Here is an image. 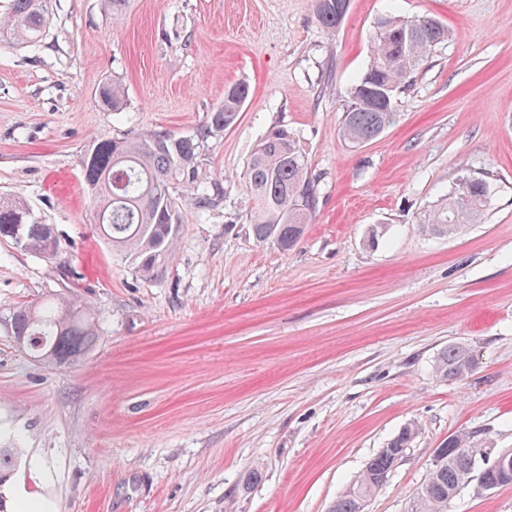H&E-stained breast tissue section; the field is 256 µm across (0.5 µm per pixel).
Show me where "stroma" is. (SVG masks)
<instances>
[{
  "instance_id": "obj_1",
  "label": "stroma",
  "mask_w": 512,
  "mask_h": 512,
  "mask_svg": "<svg viewBox=\"0 0 512 512\" xmlns=\"http://www.w3.org/2000/svg\"><path fill=\"white\" fill-rule=\"evenodd\" d=\"M448 29L376 139L340 132L346 91L387 13ZM38 45L0 42V199L54 225L51 260L0 240V316L53 295L96 314V346L34 361L0 328L4 492L55 512H327L407 423L419 434L367 512H407L449 436L512 448V0H350L322 27L312 0H50ZM115 81L125 104L102 107ZM245 83L237 123L210 138L161 276L140 277L95 228L82 160L100 138L194 134ZM292 129L319 204L288 251L255 240L247 160ZM487 176L482 223L424 224L466 176ZM377 234L368 244L369 234ZM469 348L460 381L433 372ZM448 512H512V485L461 489ZM98 102L112 111H119L123 103V91L115 82L103 83L97 90ZM475 367L473 356L463 346L453 345L441 351L433 364V371L444 380H460Z\"/></svg>"
}]
</instances>
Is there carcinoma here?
Masks as SVG:
<instances>
[{"mask_svg":"<svg viewBox=\"0 0 512 512\" xmlns=\"http://www.w3.org/2000/svg\"><path fill=\"white\" fill-rule=\"evenodd\" d=\"M317 21L335 28L343 20L336 14V0H313ZM49 25L47 0H11L8 15L0 18V39L37 44ZM448 39V29L431 16L380 18L371 36L370 59L365 70L347 88V105L341 122L342 136L361 145L380 136L394 115L397 94L435 48ZM249 94L248 86L236 84L224 91V101L208 113L193 136L167 132L136 139L101 138L88 149L83 179L96 208V227L112 249L124 252L138 272L154 278L162 272L173 252L180 224L173 187L195 189L198 159L206 141L233 127ZM98 102L114 111L123 103L119 84L106 82L97 90ZM252 207L249 224L255 239L281 251L293 247L309 223L318 202L316 180L300 151L294 133L272 127L259 141L246 167ZM492 184L485 178L464 176L445 203L429 214L426 231L451 236L471 224L481 223L492 197ZM223 196L220 184L193 194L192 201L205 211ZM0 239L46 259L54 258L60 241L51 224L35 220L20 198L0 203ZM24 339V348L38 362L70 365L91 350L99 332L94 312L75 302H41L14 309L0 317V326ZM474 368L473 356L463 346L441 351L433 371L444 380H460ZM409 424L372 457L359 479L342 493L329 512H365L366 503L379 489L378 478L393 470L395 458L404 454L417 437ZM444 461L432 467L409 501L407 512H447L448 500L467 486L480 493L484 486L474 478L476 461L470 449H489L482 433L461 431L449 436ZM19 449L0 448V487L15 474Z\"/></svg>","mask_w":512,"mask_h":512,"instance_id":"carcinoma-1","label":"carcinoma"}]
</instances>
